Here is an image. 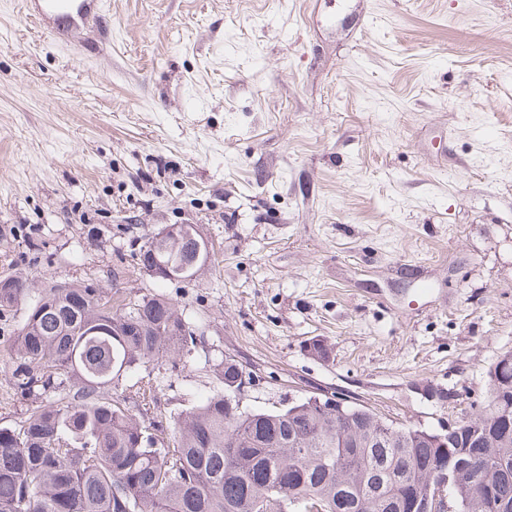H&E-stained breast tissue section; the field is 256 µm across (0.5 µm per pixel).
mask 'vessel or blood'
Listing matches in <instances>:
<instances>
[{
    "mask_svg": "<svg viewBox=\"0 0 512 512\" xmlns=\"http://www.w3.org/2000/svg\"><path fill=\"white\" fill-rule=\"evenodd\" d=\"M106 11V0H33L31 18L65 44L82 30L98 27Z\"/></svg>",
    "mask_w": 512,
    "mask_h": 512,
    "instance_id": "b4317fda",
    "label": "vessel or blood"
}]
</instances>
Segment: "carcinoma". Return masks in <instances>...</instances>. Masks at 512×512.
<instances>
[{
	"label": "carcinoma",
	"mask_w": 512,
	"mask_h": 512,
	"mask_svg": "<svg viewBox=\"0 0 512 512\" xmlns=\"http://www.w3.org/2000/svg\"><path fill=\"white\" fill-rule=\"evenodd\" d=\"M140 263L191 277L207 259L196 225L179 242L149 238ZM0 283V315L30 292ZM197 333L168 299L118 302L91 284L44 288L15 339L14 388L72 395L0 428V512H407L426 499V471L450 453L470 462L451 480L455 512H490L474 499L477 462L497 512H512V353L489 370L487 403L457 423L448 446L434 432L396 426L356 403L343 413L312 397L246 410L236 400L243 365L224 360V391L173 418L154 417L152 373L135 393L111 396L131 372L190 355Z\"/></svg>",
	"instance_id": "cac0c4a2"
}]
</instances>
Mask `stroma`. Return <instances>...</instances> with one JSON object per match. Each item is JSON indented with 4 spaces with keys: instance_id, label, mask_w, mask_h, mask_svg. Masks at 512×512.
Instances as JSON below:
<instances>
[{
    "instance_id": "35a3bbf8",
    "label": "stroma",
    "mask_w": 512,
    "mask_h": 512,
    "mask_svg": "<svg viewBox=\"0 0 512 512\" xmlns=\"http://www.w3.org/2000/svg\"><path fill=\"white\" fill-rule=\"evenodd\" d=\"M83 64L0 0V278L162 295L201 333L163 417L252 370L441 432L512 352V0H110ZM198 225L207 269L141 242ZM0 317V427L26 312ZM319 342L326 358L311 355ZM181 226H185L184 234L179 238V242L174 243L170 242L166 237H173L177 239V230L178 225L173 227L165 226L163 230H161L160 235L152 236L146 242H144L138 249V260L139 264L145 266V262L149 265H154L160 268V264L166 265L170 267V273L176 277H191L194 275L195 271L200 268L205 260L207 259L208 252L205 247V243L203 239L197 234L196 229L197 226L195 224H180ZM166 228V229H165ZM198 229V228H197ZM198 244H200L201 251L198 258H196V252L198 248ZM194 261V263H193ZM186 268L185 272L183 271ZM145 271L152 274L155 278H159L164 281H171L166 276H162L159 271L165 272V269L162 267L157 273H153V270L148 266L144 268ZM159 276V277H158Z\"/></svg>"
}]
</instances>
